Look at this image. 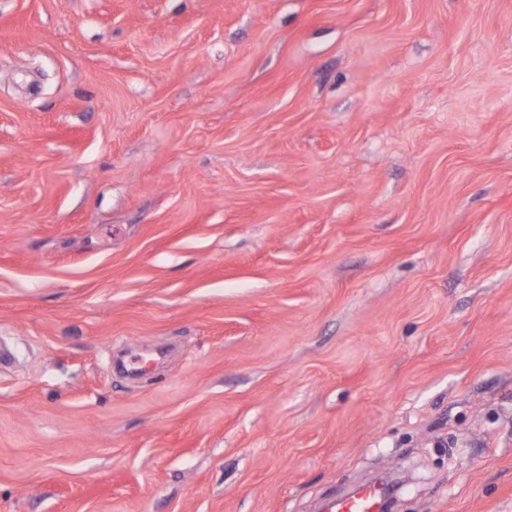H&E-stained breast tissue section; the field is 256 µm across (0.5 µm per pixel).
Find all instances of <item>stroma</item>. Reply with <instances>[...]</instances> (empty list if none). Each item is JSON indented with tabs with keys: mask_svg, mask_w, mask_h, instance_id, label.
I'll return each instance as SVG.
<instances>
[{
	"mask_svg": "<svg viewBox=\"0 0 512 512\" xmlns=\"http://www.w3.org/2000/svg\"><path fill=\"white\" fill-rule=\"evenodd\" d=\"M369 479L512 512V0H0V512Z\"/></svg>",
	"mask_w": 512,
	"mask_h": 512,
	"instance_id": "obj_1",
	"label": "stroma"
}]
</instances>
